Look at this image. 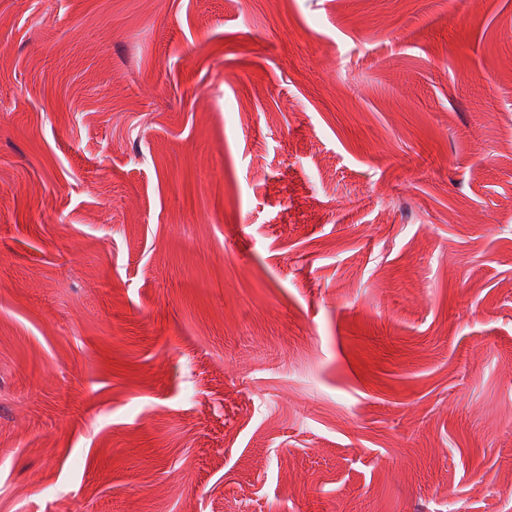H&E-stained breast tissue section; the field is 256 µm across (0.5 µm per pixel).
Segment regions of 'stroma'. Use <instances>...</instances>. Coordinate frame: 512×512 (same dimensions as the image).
<instances>
[{"label":"stroma","mask_w":512,"mask_h":512,"mask_svg":"<svg viewBox=\"0 0 512 512\" xmlns=\"http://www.w3.org/2000/svg\"><path fill=\"white\" fill-rule=\"evenodd\" d=\"M0 512H512V0H0Z\"/></svg>","instance_id":"stroma-1"}]
</instances>
